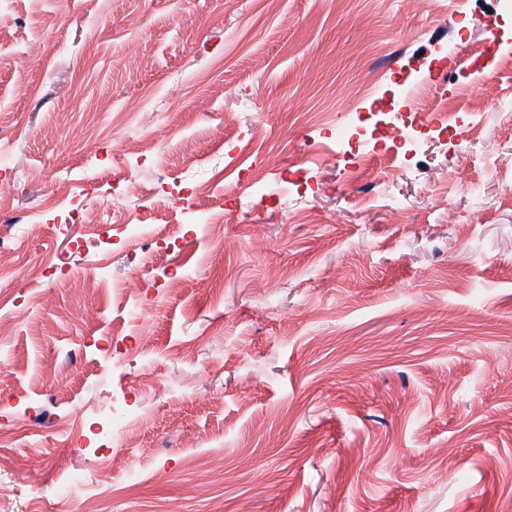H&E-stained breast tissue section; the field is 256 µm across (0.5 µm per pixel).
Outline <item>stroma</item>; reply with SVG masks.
<instances>
[{
  "instance_id": "obj_1",
  "label": "stroma",
  "mask_w": 512,
  "mask_h": 512,
  "mask_svg": "<svg viewBox=\"0 0 512 512\" xmlns=\"http://www.w3.org/2000/svg\"><path fill=\"white\" fill-rule=\"evenodd\" d=\"M489 12L512 52L500 0H0V180L50 228L0 253V512H512V68L428 80L486 64ZM361 114L383 148L422 122L418 180L348 184ZM125 408L115 454L89 428Z\"/></svg>"
}]
</instances>
